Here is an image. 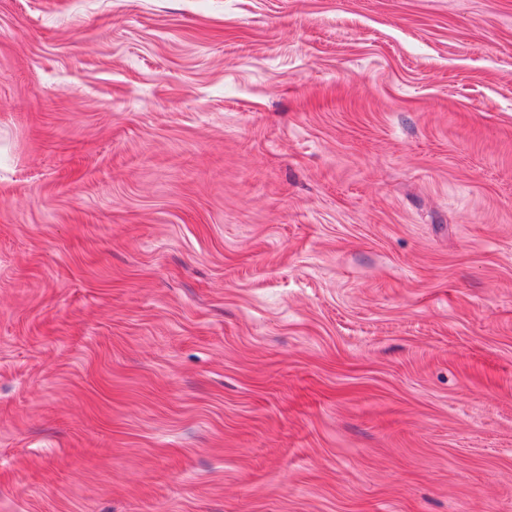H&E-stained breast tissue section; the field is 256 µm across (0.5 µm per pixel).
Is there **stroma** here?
<instances>
[{"label":"stroma","mask_w":512,"mask_h":512,"mask_svg":"<svg viewBox=\"0 0 512 512\" xmlns=\"http://www.w3.org/2000/svg\"><path fill=\"white\" fill-rule=\"evenodd\" d=\"M0 512H512V0H0Z\"/></svg>","instance_id":"1"}]
</instances>
